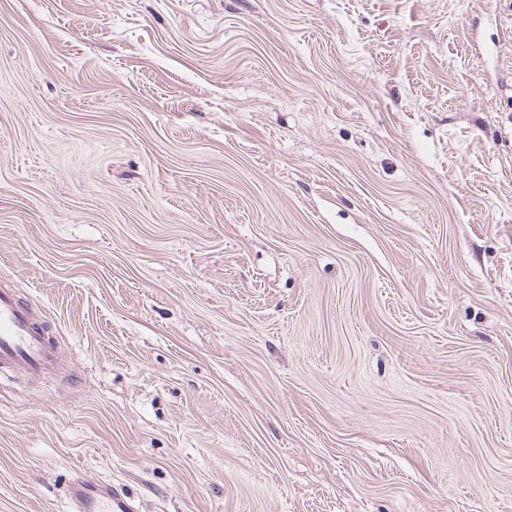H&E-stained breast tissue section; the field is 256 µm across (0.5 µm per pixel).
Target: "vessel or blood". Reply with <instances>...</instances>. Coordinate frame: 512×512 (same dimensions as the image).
<instances>
[{
  "mask_svg": "<svg viewBox=\"0 0 512 512\" xmlns=\"http://www.w3.org/2000/svg\"><path fill=\"white\" fill-rule=\"evenodd\" d=\"M60 351L30 312L17 298L13 289H0V369L19 366L38 374L55 366ZM68 495L75 512H133L124 495L110 484L73 479Z\"/></svg>",
  "mask_w": 512,
  "mask_h": 512,
  "instance_id": "b4317fda",
  "label": "vessel or blood"
}]
</instances>
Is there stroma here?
Returning a JSON list of instances; mask_svg holds the SVG:
<instances>
[{
	"label": "stroma",
	"instance_id": "35a3bbf8",
	"mask_svg": "<svg viewBox=\"0 0 512 512\" xmlns=\"http://www.w3.org/2000/svg\"><path fill=\"white\" fill-rule=\"evenodd\" d=\"M0 512H512V0H0ZM58 346L24 307L12 288L0 289V369L20 366L34 374L55 366ZM67 490L76 506L75 512H133L127 498L108 483L76 478Z\"/></svg>",
	"mask_w": 512,
	"mask_h": 512
}]
</instances>
